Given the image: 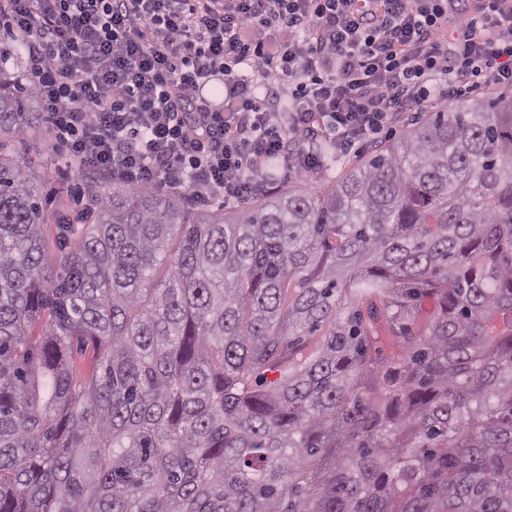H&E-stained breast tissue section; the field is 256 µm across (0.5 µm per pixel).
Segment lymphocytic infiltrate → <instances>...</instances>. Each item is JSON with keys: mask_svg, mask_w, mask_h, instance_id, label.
<instances>
[{"mask_svg": "<svg viewBox=\"0 0 512 512\" xmlns=\"http://www.w3.org/2000/svg\"><path fill=\"white\" fill-rule=\"evenodd\" d=\"M0 25L87 204L112 177L237 205L272 160L308 174L318 142L368 144L395 113L512 90V0H0Z\"/></svg>", "mask_w": 512, "mask_h": 512, "instance_id": "lymphocytic-infiltrate-1", "label": "lymphocytic infiltrate"}]
</instances>
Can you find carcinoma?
Listing matches in <instances>:
<instances>
[{
	"instance_id": "1",
	"label": "carcinoma",
	"mask_w": 512,
	"mask_h": 512,
	"mask_svg": "<svg viewBox=\"0 0 512 512\" xmlns=\"http://www.w3.org/2000/svg\"><path fill=\"white\" fill-rule=\"evenodd\" d=\"M28 83L1 39L0 512H512V92L241 222L114 179L53 256Z\"/></svg>"
}]
</instances>
